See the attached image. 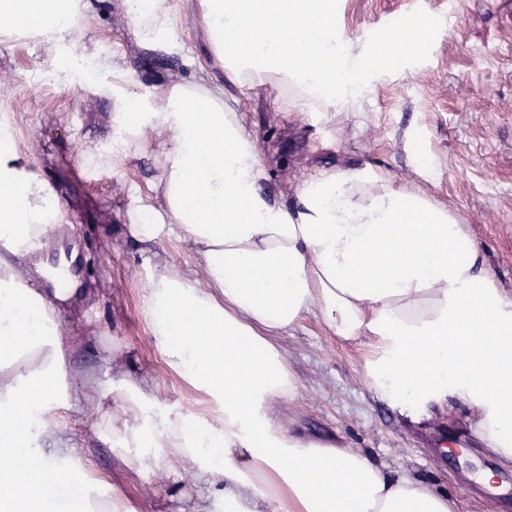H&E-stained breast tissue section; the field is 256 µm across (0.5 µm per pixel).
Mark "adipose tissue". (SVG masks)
Returning <instances> with one entry per match:
<instances>
[{"label":"adipose tissue","mask_w":512,"mask_h":512,"mask_svg":"<svg viewBox=\"0 0 512 512\" xmlns=\"http://www.w3.org/2000/svg\"><path fill=\"white\" fill-rule=\"evenodd\" d=\"M194 15L226 79L268 83L289 108L357 109L359 85L398 60V41L350 37L336 0H193ZM140 40L155 44L177 18L170 0H124ZM81 0H0V31L18 18L74 44ZM113 150L87 164L117 170L145 144L160 148V176L127 194L131 235L145 243L186 240L204 277L156 263L143 290L153 344L201 401L221 416L153 411L140 382L121 374L119 411L103 412L99 434L127 466H198L206 493L239 512H456L447 495L391 477L359 449L286 436L275 416L297 382L275 343L304 314L326 331L369 347L373 379L403 399L450 387L477 411L475 432L512 458V298L500 288L466 225L428 193L360 170L324 169L271 204L259 184L256 138L222 87L173 83L154 99L131 88L121 67L111 86ZM155 193L158 205L146 202ZM61 207L0 147V512H130L102 497L103 476L84 472L68 494L75 454L60 445L55 409L82 400L99 409V387H76L55 328L77 289L36 290L39 251ZM254 448L240 467V447Z\"/></svg>","instance_id":"ef3b65f1"}]
</instances>
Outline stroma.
Wrapping results in <instances>:
<instances>
[{
  "instance_id": "stroma-1",
  "label": "stroma",
  "mask_w": 512,
  "mask_h": 512,
  "mask_svg": "<svg viewBox=\"0 0 512 512\" xmlns=\"http://www.w3.org/2000/svg\"><path fill=\"white\" fill-rule=\"evenodd\" d=\"M448 17L442 0H336L349 35L368 39L402 30L408 18L437 24L424 46L380 71L360 109L329 113L288 110L268 84L239 87L214 65L209 43L179 0L175 36L141 46L123 0H89L78 20L82 44L119 60L140 94L172 82L220 85L257 139L260 186L271 203L290 205L301 181L323 169H368L401 186H417L446 203L468 226L501 288L512 295V0H457ZM44 30L0 32V128L8 130L30 172L44 181L63 211L58 235L75 247L72 269L82 289L60 327L68 379L97 380L103 409L117 410L124 391L107 364L117 355L159 408L198 409V397L169 368L150 340L142 289L154 263L169 261L202 278L193 246L165 240L145 249L128 231L126 195L160 174L156 147L130 159L120 174L85 167L87 148L112 147L111 96L85 89L104 70L67 74ZM424 152L430 168H419ZM296 377L297 396L277 408L287 435L363 449L389 474L406 473L447 492L457 512H512V460L474 437L473 412L451 392L404 401L386 382L367 376L365 346L329 336L310 313L279 339ZM66 447L108 480L131 512H225L200 493L191 467L131 471L119 449L97 431L85 402L57 410ZM494 470L503 493L488 496L472 475Z\"/></svg>"
}]
</instances>
